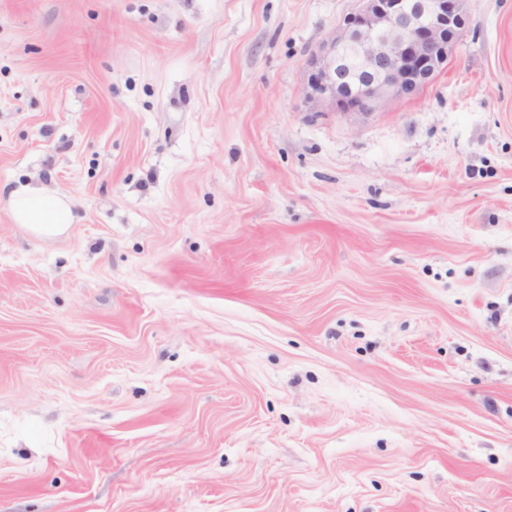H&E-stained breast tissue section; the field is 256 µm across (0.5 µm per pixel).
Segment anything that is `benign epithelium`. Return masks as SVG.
<instances>
[{
    "label": "benign epithelium",
    "instance_id": "7a95c632",
    "mask_svg": "<svg viewBox=\"0 0 512 512\" xmlns=\"http://www.w3.org/2000/svg\"><path fill=\"white\" fill-rule=\"evenodd\" d=\"M356 2L309 59L307 98L368 116L432 82L466 31V0Z\"/></svg>",
    "mask_w": 512,
    "mask_h": 512
}]
</instances>
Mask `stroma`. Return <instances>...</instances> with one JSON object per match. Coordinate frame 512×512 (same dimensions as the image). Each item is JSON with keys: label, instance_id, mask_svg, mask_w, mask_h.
Returning a JSON list of instances; mask_svg holds the SVG:
<instances>
[{"label": "stroma", "instance_id": "obj_1", "mask_svg": "<svg viewBox=\"0 0 512 512\" xmlns=\"http://www.w3.org/2000/svg\"><path fill=\"white\" fill-rule=\"evenodd\" d=\"M355 5L0 0V512H512V0L366 117ZM9 210L14 223L34 235H60L74 223L70 200L29 186H19L10 192Z\"/></svg>", "mask_w": 512, "mask_h": 512}]
</instances>
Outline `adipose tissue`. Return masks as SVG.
I'll use <instances>...</instances> for the list:
<instances>
[{
  "mask_svg": "<svg viewBox=\"0 0 512 512\" xmlns=\"http://www.w3.org/2000/svg\"><path fill=\"white\" fill-rule=\"evenodd\" d=\"M9 210L14 223L39 236L62 234L74 222L70 200L29 186L11 191Z\"/></svg>",
  "mask_w": 512,
  "mask_h": 512,
  "instance_id": "1",
  "label": "adipose tissue"
}]
</instances>
